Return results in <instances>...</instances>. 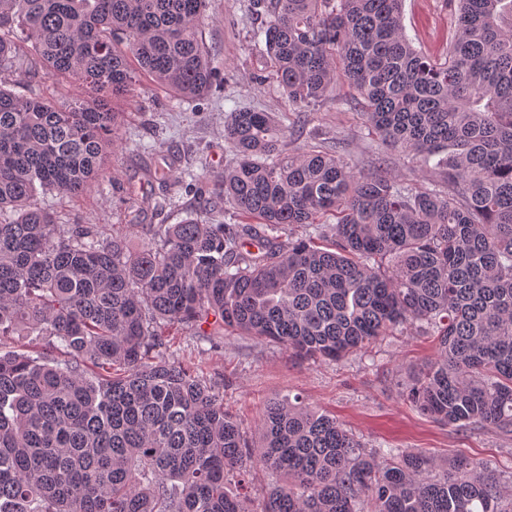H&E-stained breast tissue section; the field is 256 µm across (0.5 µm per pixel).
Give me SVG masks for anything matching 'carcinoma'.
<instances>
[{
  "label": "carcinoma",
  "mask_w": 512,
  "mask_h": 512,
  "mask_svg": "<svg viewBox=\"0 0 512 512\" xmlns=\"http://www.w3.org/2000/svg\"><path fill=\"white\" fill-rule=\"evenodd\" d=\"M446 55L419 53L402 0H252L266 68L298 113L342 78L372 140L439 180L354 171L273 112L233 109L224 202L152 224L137 251L37 203L105 175L139 71L182 99L215 82L212 0H0V512H512L484 464L369 448L288 396L248 440L217 381L167 354L166 327L237 331L338 359L394 330L434 338L405 385L442 425L512 435V0H449ZM78 80L74 103L21 94ZM167 187L188 171L147 170ZM26 336L29 354L14 339ZM273 481V476L268 472H257L254 480V487L250 502V508L254 512H261V509L264 507L267 491L271 483H273Z\"/></svg>",
  "instance_id": "carcinoma-1"
}]
</instances>
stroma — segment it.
<instances>
[{
	"label": "stroma",
	"instance_id": "obj_1",
	"mask_svg": "<svg viewBox=\"0 0 512 512\" xmlns=\"http://www.w3.org/2000/svg\"><path fill=\"white\" fill-rule=\"evenodd\" d=\"M250 3L217 0L216 17L205 27L213 65L224 79L223 92L183 100L144 83L115 104L125 115L122 146L111 157L100 184L75 196H39V205L57 213L64 224L120 225L134 249L147 240L148 225L179 223L188 209L202 211L216 223L230 220L220 180L233 158L224 143L227 112L236 107L288 111L275 79L256 80L264 63L252 32L264 17L254 13ZM402 25L417 50L439 58L455 33L457 16L443 0H403ZM354 94L348 82L337 81L333 94L308 113L290 149L321 146L356 171L370 169L380 159L385 171L412 183H431V176L415 168L410 158L372 145ZM158 166L197 174L202 192L176 188L171 205L139 211L141 197L159 190L146 177L147 169ZM169 340L173 358L223 379L224 403L247 428H255L266 401L296 396L335 416L369 447L410 448L437 459L463 455L512 480V435L438 424L403 396V385L436 355L432 337L396 331L337 361L300 358L281 345L236 332L225 333L217 349L176 326L170 327Z\"/></svg>",
	"mask_w": 512,
	"mask_h": 512
}]
</instances>
